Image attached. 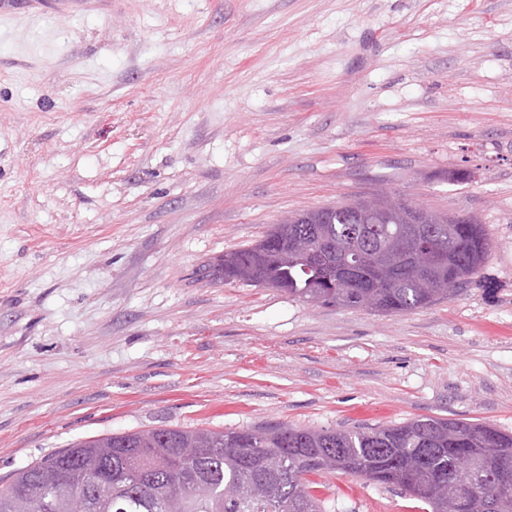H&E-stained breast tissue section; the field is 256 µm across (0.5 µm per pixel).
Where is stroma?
Instances as JSON below:
<instances>
[{
	"label": "stroma",
	"mask_w": 512,
	"mask_h": 512,
	"mask_svg": "<svg viewBox=\"0 0 512 512\" xmlns=\"http://www.w3.org/2000/svg\"><path fill=\"white\" fill-rule=\"evenodd\" d=\"M48 2L0 15V485L154 427L512 433V0ZM381 190L486 228L458 295L378 315L197 276ZM318 482L327 512H414Z\"/></svg>",
	"instance_id": "35a3bbf8"
}]
</instances>
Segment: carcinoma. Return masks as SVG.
Returning <instances> with one entry per match:
<instances>
[{
	"mask_svg": "<svg viewBox=\"0 0 512 512\" xmlns=\"http://www.w3.org/2000/svg\"><path fill=\"white\" fill-rule=\"evenodd\" d=\"M315 211L299 214L301 224H276L259 241L227 253L224 282L257 285L270 280L303 302L378 314H402L455 295L483 268L490 241L483 225L427 224L417 246L403 243L402 224H313ZM391 235L399 262L380 272L367 258L344 272V252L373 251ZM300 238L323 246L322 260L302 265L288 257ZM182 448H204L184 462ZM484 462L483 491H462L458 471L471 459ZM107 475L108 496L88 485L85 512H176L170 497L187 491L181 512H325L314 476L342 473L397 486L422 512H512V434L458 419L421 417L386 427L336 430L297 428L269 422L232 431L163 428L109 433L79 440L18 471L0 487V512H18L14 500L27 497L25 512L49 509L58 483L74 474ZM250 498H238L242 485Z\"/></svg>",
	"mask_w": 512,
	"mask_h": 512,
	"instance_id": "1",
	"label": "carcinoma"
}]
</instances>
